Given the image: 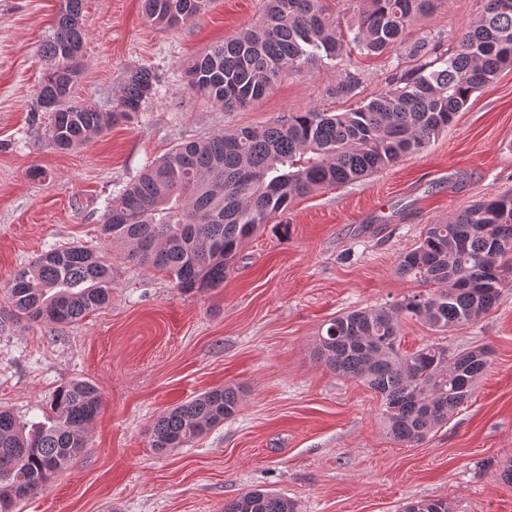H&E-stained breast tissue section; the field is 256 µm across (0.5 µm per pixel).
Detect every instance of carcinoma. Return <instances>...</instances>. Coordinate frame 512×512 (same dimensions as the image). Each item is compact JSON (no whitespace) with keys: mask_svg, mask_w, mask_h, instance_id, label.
Listing matches in <instances>:
<instances>
[{"mask_svg":"<svg viewBox=\"0 0 512 512\" xmlns=\"http://www.w3.org/2000/svg\"><path fill=\"white\" fill-rule=\"evenodd\" d=\"M352 39L325 0H266L250 27L184 67L186 90L231 112L267 96L286 71L343 61L352 42L369 54L402 44L410 21L442 0H358ZM210 0H143L145 19L162 31L203 13ZM83 0H61L36 103L50 113L48 136L70 150L141 111L157 89L150 66L130 70L116 106L77 102L85 71ZM412 54L425 63L396 77V86L346 112L309 109L270 124L181 143L107 207L105 242L127 247L125 258L167 271L183 290L224 284L244 245L290 204L324 186L355 181L422 151L448 127L471 96L512 67V0H485L480 20L455 38L451 53L423 37ZM396 273L424 287L399 303L354 310L330 320L313 356L336 375L361 382L382 398L387 435L411 445L448 422L472 395L490 351L448 357L426 344L401 349L403 316L446 334L489 312L512 283V197L472 205L448 223L427 225L415 248L399 255ZM15 315L70 325L112 301V264L74 245L53 248L19 268L9 288ZM239 390L217 387L159 415L149 429L158 453L183 448L235 415ZM101 409L87 380L59 387L46 421L25 427L0 410V512L47 488L85 448L84 434ZM224 512H295L292 501L257 489L224 504ZM401 512H448L441 499L407 502Z\"/></svg>","mask_w":512,"mask_h":512,"instance_id":"carcinoma-1","label":"carcinoma"}]
</instances>
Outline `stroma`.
I'll list each match as a JSON object with an SVG mask.
<instances>
[{"instance_id":"stroma-1","label":"stroma","mask_w":512,"mask_h":512,"mask_svg":"<svg viewBox=\"0 0 512 512\" xmlns=\"http://www.w3.org/2000/svg\"><path fill=\"white\" fill-rule=\"evenodd\" d=\"M263 3L211 0L202 15L162 31L144 19L141 0H84L86 69L76 100L110 109L126 73L142 65L158 73L163 93L132 121L61 152L47 113L33 111L37 51L60 0H0V408L41 420L53 392L74 380L92 382L101 396L83 451L15 512H218L253 489L293 500L296 512H399L412 499L447 500L449 512H512V484L500 478L512 463V288L475 323L445 335L404 319V350H491L472 397L422 443L394 442L380 397L313 357L332 318L418 292L395 265L426 225L512 194V68L424 151L296 199L244 245L218 288L183 291L99 237L107 205L175 145L310 108L347 111L416 65L411 42L434 34L452 48L484 0H442L410 23L404 45L380 55L355 49L344 67L284 74L243 109L190 96L184 63L249 27ZM346 68L359 83L343 96L336 85ZM73 245L111 257V304L71 325L11 318L16 270ZM224 385L242 398L232 418L187 447L151 448L157 415Z\"/></svg>"}]
</instances>
